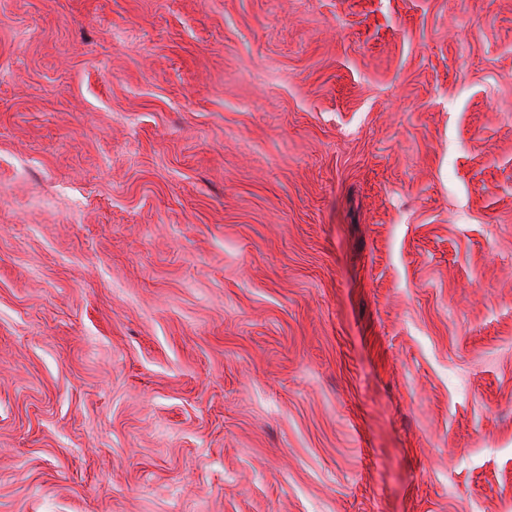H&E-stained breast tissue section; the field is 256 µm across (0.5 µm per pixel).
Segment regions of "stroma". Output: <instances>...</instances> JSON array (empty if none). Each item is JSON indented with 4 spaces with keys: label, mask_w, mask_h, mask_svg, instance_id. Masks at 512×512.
Returning a JSON list of instances; mask_svg holds the SVG:
<instances>
[{
    "label": "stroma",
    "mask_w": 512,
    "mask_h": 512,
    "mask_svg": "<svg viewBox=\"0 0 512 512\" xmlns=\"http://www.w3.org/2000/svg\"><path fill=\"white\" fill-rule=\"evenodd\" d=\"M0 512H512V0H0Z\"/></svg>",
    "instance_id": "1"
}]
</instances>
